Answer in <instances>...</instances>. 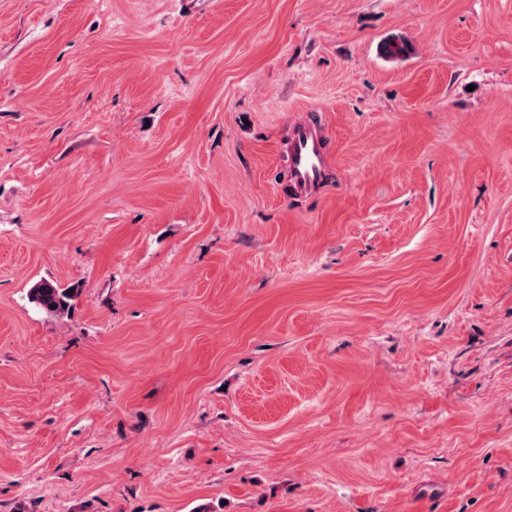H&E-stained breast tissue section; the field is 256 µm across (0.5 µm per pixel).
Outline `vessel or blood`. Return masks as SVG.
I'll list each match as a JSON object with an SVG mask.
<instances>
[{
  "mask_svg": "<svg viewBox=\"0 0 512 512\" xmlns=\"http://www.w3.org/2000/svg\"><path fill=\"white\" fill-rule=\"evenodd\" d=\"M284 152L292 191L299 195L316 192L333 165L326 124L318 110L291 123Z\"/></svg>",
  "mask_w": 512,
  "mask_h": 512,
  "instance_id": "b4317fda",
  "label": "vessel or blood"
}]
</instances>
